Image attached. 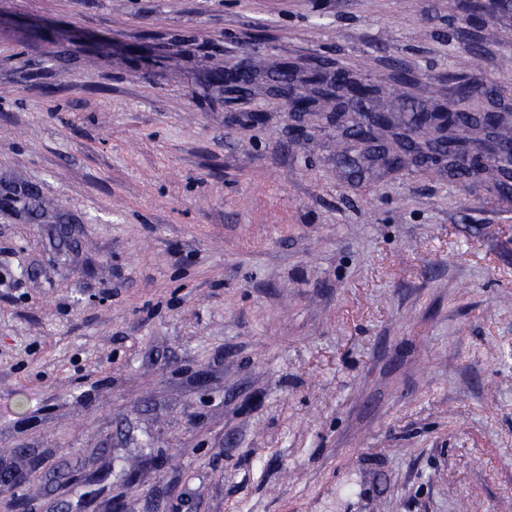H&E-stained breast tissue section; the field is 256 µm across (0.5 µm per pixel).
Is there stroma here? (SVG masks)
<instances>
[{
    "instance_id": "1",
    "label": "stroma",
    "mask_w": 512,
    "mask_h": 512,
    "mask_svg": "<svg viewBox=\"0 0 512 512\" xmlns=\"http://www.w3.org/2000/svg\"><path fill=\"white\" fill-rule=\"evenodd\" d=\"M293 63L481 109L512 10L0 0V512H512V194L351 164ZM236 79L242 81H236ZM255 80V74L251 69L244 66H237L232 71L231 80H224V91L229 93L231 90V92H236L238 95L248 94L249 91H251V87L255 84ZM275 91L277 96L282 101V106L288 121L299 124L303 122L308 112L309 101L307 95L300 91V85L297 82L290 87L282 86L280 83L274 81Z\"/></svg>"
}]
</instances>
